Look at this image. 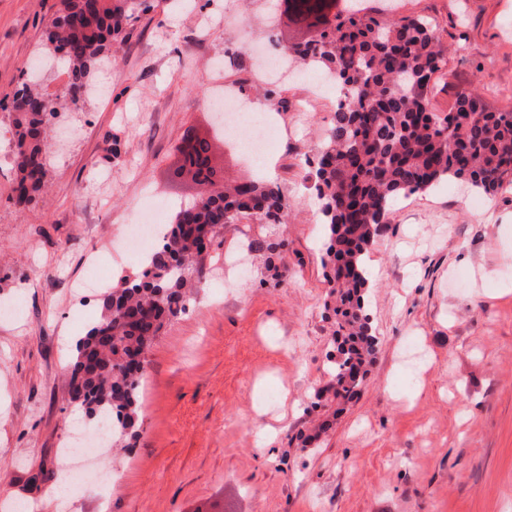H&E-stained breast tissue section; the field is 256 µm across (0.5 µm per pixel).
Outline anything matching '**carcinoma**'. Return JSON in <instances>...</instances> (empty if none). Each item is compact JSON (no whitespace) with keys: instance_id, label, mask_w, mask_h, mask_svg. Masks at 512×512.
I'll use <instances>...</instances> for the list:
<instances>
[{"instance_id":"obj_1","label":"carcinoma","mask_w":512,"mask_h":512,"mask_svg":"<svg viewBox=\"0 0 512 512\" xmlns=\"http://www.w3.org/2000/svg\"><path fill=\"white\" fill-rule=\"evenodd\" d=\"M288 7L318 16L330 4L294 0ZM132 11L130 0H60L44 53H55L71 86H82L122 38ZM288 51L328 72L344 96L324 143L303 160L326 228L327 320L337 344L326 355L329 380L315 393L314 408L336 413L359 394L376 353L365 256L391 202L442 180L463 181L487 195L512 186V109L490 112L477 96L460 92L447 113L433 110L429 93L448 70V57L437 31L419 17L380 19L350 2L318 39ZM56 116L54 108L43 111L32 102L12 112L19 205L32 204L48 184ZM289 207L276 183L207 191L201 201L179 207L135 278L102 295L99 316L75 344L71 374L85 371L77 407L98 422L110 420L112 445L137 435L147 350L203 287V255L224 226L254 215L264 224H284Z\"/></svg>"}]
</instances>
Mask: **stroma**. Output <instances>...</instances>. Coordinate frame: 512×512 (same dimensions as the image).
I'll use <instances>...</instances> for the list:
<instances>
[{"mask_svg":"<svg viewBox=\"0 0 512 512\" xmlns=\"http://www.w3.org/2000/svg\"><path fill=\"white\" fill-rule=\"evenodd\" d=\"M60 0H0V126L37 58ZM434 25L448 72L432 104L454 90L486 109L512 107V0H394ZM278 0H153L99 68L80 111L54 121L50 178L17 207L11 140H0V512H512V189L489 196L455 181L396 199L366 256L367 312L377 354L358 396L306 450L290 439L313 418L333 347L324 302L322 215L304 187L336 88L309 78L268 85L251 56L267 43ZM296 136L270 152L287 193V223L227 227L210 267L245 270L201 288L148 352L142 429L102 455L108 493L85 476L53 495L60 450L94 421L67 403L66 341L99 314L100 289H78L93 263L108 284L136 271L115 262L122 230L148 206L173 212L194 197L173 179L186 130L213 129V76ZM313 96L309 111L297 100ZM276 236L267 267L242 242Z\"/></svg>","mask_w":512,"mask_h":512,"instance_id":"35a3bbf8","label":"stroma"}]
</instances>
